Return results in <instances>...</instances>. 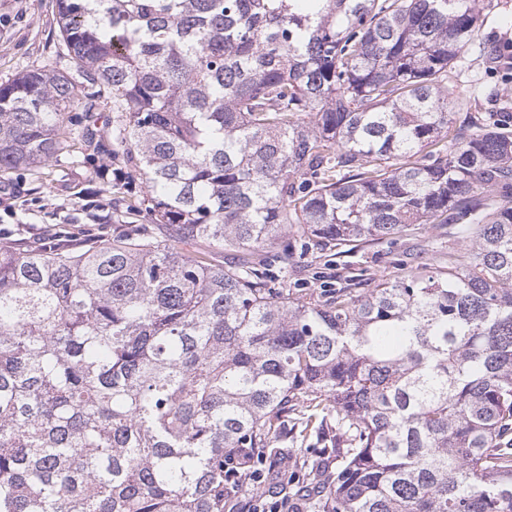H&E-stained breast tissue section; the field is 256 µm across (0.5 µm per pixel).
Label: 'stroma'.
Returning a JSON list of instances; mask_svg holds the SVG:
<instances>
[{
	"label": "stroma",
	"instance_id": "35a3bbf8",
	"mask_svg": "<svg viewBox=\"0 0 512 512\" xmlns=\"http://www.w3.org/2000/svg\"><path fill=\"white\" fill-rule=\"evenodd\" d=\"M481 25L478 40L484 52L467 51L458 77L464 96L478 95L482 86L495 85L499 98L512 103V83L504 82L489 52L503 42L512 41V0H478ZM31 70H74L67 56L57 23L55 0H0V84ZM498 98V99H499ZM483 107L495 101L479 97ZM73 118L60 131V147L49 162L20 172L0 175V228H10L12 236L26 247L36 248L44 239L61 235L81 236L102 224H149L153 218L145 210L133 209L130 193L107 189L116 169L128 166L125 156L115 154L112 128L122 121L112 109V101L100 98L95 111L74 107ZM89 129L92 142H84L80 133ZM459 239L448 236L443 228L423 224L389 239L366 244L353 254L328 252L298 258L293 267L273 265L269 274L275 285L294 294L320 296L325 290L345 286L349 277L365 272L369 281L397 276L394 260L406 267L422 269L448 249L459 247ZM277 457L285 463L275 469L261 487H245L226 499L224 512L245 508L253 498L272 494H294L297 477L307 476L310 453L295 439L278 442Z\"/></svg>",
	"mask_w": 512,
	"mask_h": 512
}]
</instances>
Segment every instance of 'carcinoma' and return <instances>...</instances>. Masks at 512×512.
Segmentation results:
<instances>
[{"instance_id": "carcinoma-1", "label": "carcinoma", "mask_w": 512, "mask_h": 512, "mask_svg": "<svg viewBox=\"0 0 512 512\" xmlns=\"http://www.w3.org/2000/svg\"><path fill=\"white\" fill-rule=\"evenodd\" d=\"M56 5L168 235L0 247V512H224V458L290 429L333 454L331 427L315 512H512V131L458 119L453 78L476 0ZM76 99L1 84L0 172L48 161ZM419 224L471 246L318 299L254 261Z\"/></svg>"}]
</instances>
